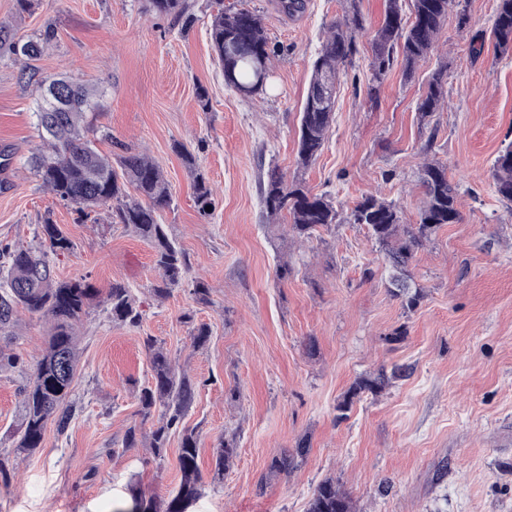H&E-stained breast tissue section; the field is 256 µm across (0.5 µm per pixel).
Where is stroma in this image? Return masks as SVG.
Masks as SVG:
<instances>
[{
    "label": "stroma",
    "mask_w": 512,
    "mask_h": 512,
    "mask_svg": "<svg viewBox=\"0 0 512 512\" xmlns=\"http://www.w3.org/2000/svg\"><path fill=\"white\" fill-rule=\"evenodd\" d=\"M210 3L183 0L180 18L147 12L145 0H37L24 14L16 0H0V24L16 39L55 31L33 68L103 92L95 123L113 139L99 150L114 153L119 141L163 170L172 205L160 222L190 265L166 298H155L158 271L146 241L111 219H84L43 187L27 165L42 143L37 96L19 64L1 56L0 148L13 159L0 175V242L35 246L42 224H58L74 248L51 256L55 279L84 278L101 289L123 282L143 320L114 323L100 305L84 317L74 417L62 433L48 424L35 452H17L11 437L26 376L0 372V454L15 466L10 486H0V512H114L127 505L131 482L161 497L177 488L179 435L160 459L123 445L134 421L147 432L155 424L138 403L151 379L147 336L198 384L184 424L199 434L206 484L188 512H306L328 478L349 493L355 512H512V204L498 198L490 175L512 142V55L489 44L470 52L473 36L489 33L497 0H462L414 79L403 81L397 65L378 87L368 58L385 0H361L358 54L340 76L324 150L305 169L296 165L299 113L311 63L345 0H306L293 18L276 0H224L259 14L279 49L270 88L253 99L224 85L209 41ZM441 61L448 106L423 123L415 104ZM180 143L214 190L210 215L195 204ZM429 156L458 183L461 219L417 252L410 271L422 298L411 310L389 291L365 226L344 220L299 245L287 217L268 223L260 203L275 167L331 196L344 217L372 193L413 220L423 200L418 171ZM285 262L292 274L282 282L275 271ZM199 280L209 303L194 300ZM202 323L211 337L196 350L191 329ZM48 331L20 314L11 351L34 363ZM396 365L406 376L361 393L339 414L356 382ZM231 435L237 456L212 484L213 452ZM303 439L307 454L288 471L272 470V460L294 455Z\"/></svg>",
    "instance_id": "1"
}]
</instances>
